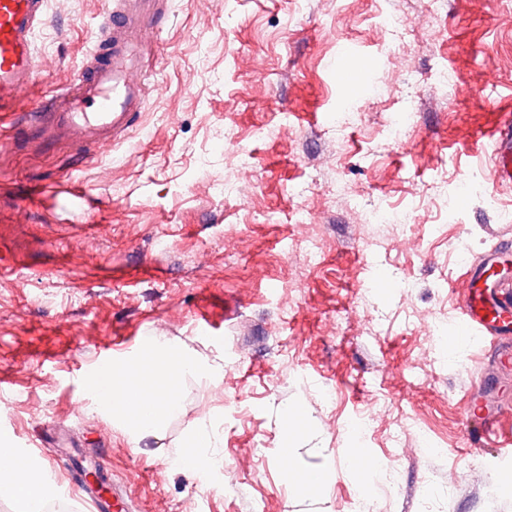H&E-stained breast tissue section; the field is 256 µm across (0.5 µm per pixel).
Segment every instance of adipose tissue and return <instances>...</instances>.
I'll use <instances>...</instances> for the list:
<instances>
[{"mask_svg": "<svg viewBox=\"0 0 512 512\" xmlns=\"http://www.w3.org/2000/svg\"><path fill=\"white\" fill-rule=\"evenodd\" d=\"M188 374L214 380L223 378L224 371L187 350L154 341L142 359L113 364L112 368L91 375L88 386L97 403L111 411L117 425L139 440L167 424L180 409V397L171 394L162 405L134 414L126 404V390L135 385L143 388L154 382L176 381Z\"/></svg>", "mask_w": 512, "mask_h": 512, "instance_id": "adipose-tissue-1", "label": "adipose tissue"}]
</instances>
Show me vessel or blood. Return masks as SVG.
Masks as SVG:
<instances>
[{"label": "vessel or blood", "instance_id": "b4317fda", "mask_svg": "<svg viewBox=\"0 0 512 512\" xmlns=\"http://www.w3.org/2000/svg\"><path fill=\"white\" fill-rule=\"evenodd\" d=\"M49 0H0V127L22 124L26 134L43 141L63 139L82 149H99L128 133L137 123L151 92L146 81H135L130 72L138 67L146 47L139 33L152 27L163 0H116L108 20L109 42L99 43L96 60L81 70L72 88L52 97L48 106L20 122V104L35 82L37 57L35 34L47 18ZM496 165L493 178L512 181V120L493 132ZM512 236L503 234L483 255L467 264L462 273L465 288L454 340L480 338L484 343L512 352V277L507 274L506 246ZM493 377H484L479 390L470 394L472 413L466 445L476 453L496 449L512 456V433L504 431L488 396ZM95 512L113 508L128 512L124 493L103 497L89 489Z\"/></svg>", "mask_w": 512, "mask_h": 512}]
</instances>
